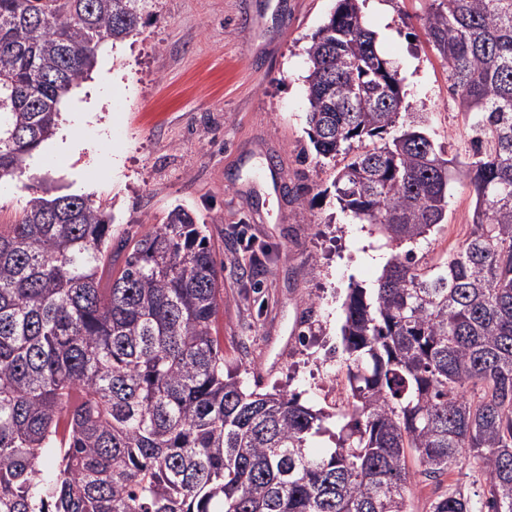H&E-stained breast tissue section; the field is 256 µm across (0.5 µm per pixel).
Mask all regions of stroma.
Listing matches in <instances>:
<instances>
[{"mask_svg": "<svg viewBox=\"0 0 512 512\" xmlns=\"http://www.w3.org/2000/svg\"><path fill=\"white\" fill-rule=\"evenodd\" d=\"M336 0H150L136 35L111 47L115 82L89 75L71 98L99 101L59 127L76 125L84 147L65 160L43 143L24 173L0 182V221L52 193L106 205L112 239L158 227L181 206L205 224L224 269L216 332L224 371L247 390L281 389L328 413L349 408L343 304L351 288L376 287L396 250L374 226L343 213L334 161L318 157L306 119L312 35ZM425 0H365L362 20L381 57L398 67L409 111L449 156H464L471 132L448 89V65L425 30ZM475 205L455 184L448 221L414 244L419 264L446 258L466 238ZM407 464L416 471L415 455ZM479 501L484 477L453 470L418 475L410 512H429L448 489Z\"/></svg>", "mask_w": 512, "mask_h": 512, "instance_id": "35a3bbf8", "label": "stroma"}]
</instances>
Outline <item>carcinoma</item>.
Returning <instances> with one entry per match:
<instances>
[{"label": "carcinoma", "instance_id": "1", "mask_svg": "<svg viewBox=\"0 0 512 512\" xmlns=\"http://www.w3.org/2000/svg\"><path fill=\"white\" fill-rule=\"evenodd\" d=\"M148 2L0 0V180ZM360 2L337 0L306 48L313 148L357 150L333 181L343 210L401 247L443 223L452 181L475 206L446 260L408 250L350 293L334 451L308 446L323 413L224 377L223 269L188 210L124 239L119 267L107 208L45 188L0 224V512H407L410 451L428 480L486 476V501L455 489L431 512H512V0L428 3L466 162L403 127Z\"/></svg>", "mask_w": 512, "mask_h": 512}]
</instances>
